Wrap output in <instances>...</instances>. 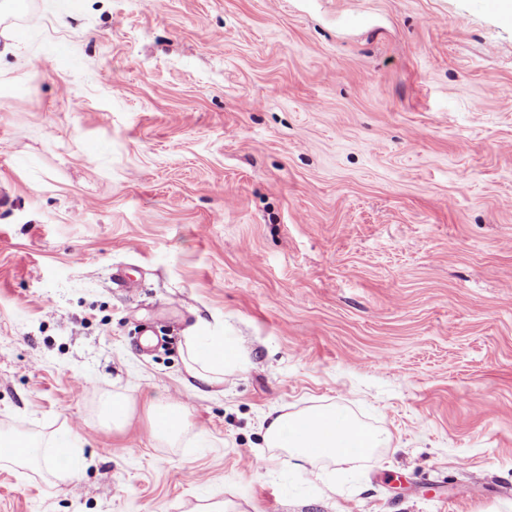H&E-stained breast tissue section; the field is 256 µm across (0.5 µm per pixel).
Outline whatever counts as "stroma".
Segmentation results:
<instances>
[{"label":"stroma","instance_id":"1","mask_svg":"<svg viewBox=\"0 0 512 512\" xmlns=\"http://www.w3.org/2000/svg\"><path fill=\"white\" fill-rule=\"evenodd\" d=\"M496 4L11 0L38 64L0 56V434L76 438L81 465L1 464L0 512H512ZM201 320L242 353L205 398ZM280 407L389 445L293 465L260 426ZM183 428V409L176 403L158 405L154 411L153 432L159 438L173 441Z\"/></svg>","mask_w":512,"mask_h":512}]
</instances>
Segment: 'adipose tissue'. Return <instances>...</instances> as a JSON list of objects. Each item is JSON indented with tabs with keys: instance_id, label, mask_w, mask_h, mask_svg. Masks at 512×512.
Here are the masks:
<instances>
[{
	"instance_id": "ef3b65f1",
	"label": "adipose tissue",
	"mask_w": 512,
	"mask_h": 512,
	"mask_svg": "<svg viewBox=\"0 0 512 512\" xmlns=\"http://www.w3.org/2000/svg\"><path fill=\"white\" fill-rule=\"evenodd\" d=\"M185 366L189 388L208 395L211 387L223 382L226 367L238 364L240 354L209 323L192 327L185 338ZM262 427L268 447L286 449L291 459L312 461L345 459L386 447L384 433L363 429L349 416L333 411H311L297 416L269 412Z\"/></svg>"
}]
</instances>
